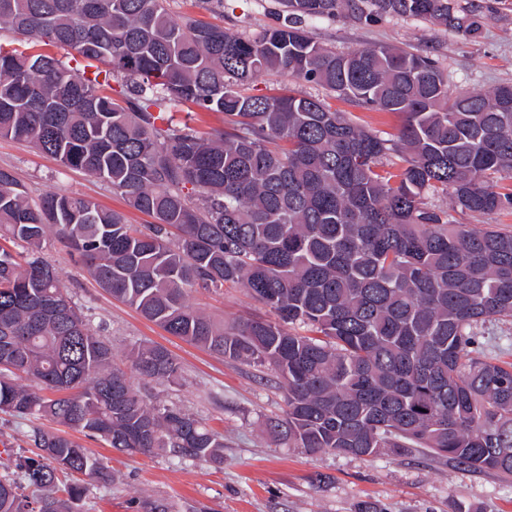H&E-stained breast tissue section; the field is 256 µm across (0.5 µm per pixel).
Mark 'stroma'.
<instances>
[{"label": "stroma", "instance_id": "1", "mask_svg": "<svg viewBox=\"0 0 512 512\" xmlns=\"http://www.w3.org/2000/svg\"><path fill=\"white\" fill-rule=\"evenodd\" d=\"M486 8L480 38L469 42L414 18L388 17L372 26L346 19H318L311 27L321 43L339 51L373 44L411 46L432 55L456 92L488 91L512 83V0H476ZM178 22L190 19L224 24L252 34L276 22L277 0H170ZM0 168L13 172L31 199L64 190L123 213L128 223L150 218L129 207L110 184L61 166L25 141L0 138ZM44 257L57 271L73 302L92 326L102 328L116 358L135 345H159L175 355L181 376L153 385L162 404L192 413L224 435L220 465L165 454L121 453L99 440L76 434L88 451L106 458L112 484L89 485L75 512H142L143 500L171 502L175 512H354L358 501L380 502L385 512H455L458 504L478 512H512V485L496 477L449 469L447 463L416 455L356 458L270 442L268 419L282 416L283 392L273 371L207 352L169 335L114 299L55 240ZM190 304L227 323L266 316L267 311L236 285L217 292L195 290ZM27 420L0 413V472L16 455H33Z\"/></svg>", "mask_w": 512, "mask_h": 512}]
</instances>
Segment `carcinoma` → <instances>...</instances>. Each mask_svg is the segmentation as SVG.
<instances>
[{"mask_svg":"<svg viewBox=\"0 0 512 512\" xmlns=\"http://www.w3.org/2000/svg\"><path fill=\"white\" fill-rule=\"evenodd\" d=\"M278 4L276 26L243 35L178 23L167 0H0V26L29 44H0V138L112 184L154 219L135 228L64 191L34 201L0 169V413L34 423L39 449L0 474V512H74L86 488L60 497V473L114 481L103 458L42 420L121 451L224 462V434L132 380H178L168 350L131 349L132 376L115 363L42 257L51 237L168 333L270 367L286 403L265 424L272 442L357 457L422 451L512 482V363L485 354L488 325L512 322V229L455 220L512 210L500 186L512 180V84L454 94L427 53L339 52L307 27L413 17L471 42L483 6ZM50 47L104 69L89 77ZM272 72L401 126L384 137L323 99L256 92ZM183 103L224 114V126L174 121ZM226 283L271 316L226 326L188 303L192 289Z\"/></svg>","mask_w":512,"mask_h":512,"instance_id":"obj_1","label":"carcinoma"}]
</instances>
